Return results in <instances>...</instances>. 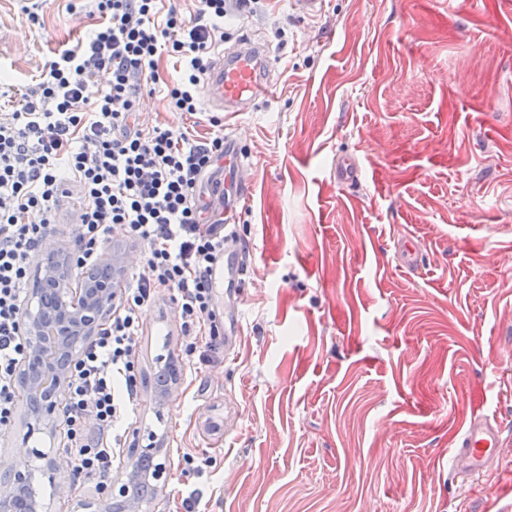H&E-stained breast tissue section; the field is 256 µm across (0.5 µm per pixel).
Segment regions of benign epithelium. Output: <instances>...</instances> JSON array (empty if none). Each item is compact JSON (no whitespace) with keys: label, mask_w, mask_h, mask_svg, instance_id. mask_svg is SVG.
Instances as JSON below:
<instances>
[{"label":"benign epithelium","mask_w":512,"mask_h":512,"mask_svg":"<svg viewBox=\"0 0 512 512\" xmlns=\"http://www.w3.org/2000/svg\"><path fill=\"white\" fill-rule=\"evenodd\" d=\"M124 261V254L118 250L105 253L80 275L79 287L73 288L75 267L67 249L50 251L37 259L31 288L37 306L24 312L28 355L18 376L27 409L24 438L57 431L56 391L66 382L68 365L76 352L71 339L88 342L111 317ZM163 472L162 468L140 470L133 466L124 474L118 492H109L99 502L88 501L83 508L85 512H141L142 502L131 494L132 486L143 483L155 494V482ZM29 485L25 468L20 464L11 466L8 477L0 482V512H41L42 505L29 493Z\"/></svg>","instance_id":"benign-epithelium-1"}]
</instances>
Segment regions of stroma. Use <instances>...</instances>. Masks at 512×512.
<instances>
[{"label":"stroma","instance_id":"35a3bbf8","mask_svg":"<svg viewBox=\"0 0 512 512\" xmlns=\"http://www.w3.org/2000/svg\"><path fill=\"white\" fill-rule=\"evenodd\" d=\"M87 0H0V82L35 87L48 60L98 24ZM225 46L266 45L275 93L223 113L255 177L235 229L247 268L220 295L239 315L234 355L189 371L179 305L159 290L142 313L139 406L124 455L155 443L165 468L148 512L200 489L202 512H512V0H325L306 17L257 0L224 20ZM143 93L140 120L205 135ZM353 156L360 183L337 182ZM414 239L409 270L397 241ZM178 382L154 403L166 362ZM501 426L508 454L477 476L452 467L471 416ZM0 435V464H26L47 512H83L79 479L58 494L45 458L71 475L64 430ZM183 452L211 456L206 477Z\"/></svg>","mask_w":512,"mask_h":512}]
</instances>
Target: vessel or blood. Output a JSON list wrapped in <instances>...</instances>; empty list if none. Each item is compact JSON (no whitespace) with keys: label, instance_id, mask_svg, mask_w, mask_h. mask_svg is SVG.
Returning <instances> with one entry per match:
<instances>
[{"label":"vessel or blood","instance_id":"1","mask_svg":"<svg viewBox=\"0 0 512 512\" xmlns=\"http://www.w3.org/2000/svg\"><path fill=\"white\" fill-rule=\"evenodd\" d=\"M267 52L262 45L245 41L244 45L218 54L212 64L207 83L216 91L214 107L223 112H244L257 100L268 96L272 82L266 73ZM224 175L233 183L234 197L225 199L224 210L233 213L252 181V170L242 158L232 139L224 141ZM224 279L231 288L241 285L244 272L240 266L237 237L224 233ZM500 452V427L494 417L476 415L469 419L456 439L457 467L467 474L479 473Z\"/></svg>","mask_w":512,"mask_h":512}]
</instances>
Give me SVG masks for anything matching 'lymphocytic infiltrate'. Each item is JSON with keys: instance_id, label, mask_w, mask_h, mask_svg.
<instances>
[{"instance_id": "obj_1", "label": "lymphocytic infiltrate", "mask_w": 512, "mask_h": 512, "mask_svg": "<svg viewBox=\"0 0 512 512\" xmlns=\"http://www.w3.org/2000/svg\"><path fill=\"white\" fill-rule=\"evenodd\" d=\"M99 24L51 61L37 87L0 112V432L15 419L16 377L28 353L22 322L30 267L65 198L79 195L74 257L93 265L122 235L143 247L148 274L121 288L110 323L69 364L63 412L74 474L103 492L138 401L142 309L176 292L187 362L216 352L214 270L224 258V214L203 197L224 155L222 121L198 139L169 124L137 123L140 95L158 83L162 54L182 65L167 83L171 111L198 110L211 56L224 42L227 0H197L190 15L163 0H91Z\"/></svg>"}]
</instances>
